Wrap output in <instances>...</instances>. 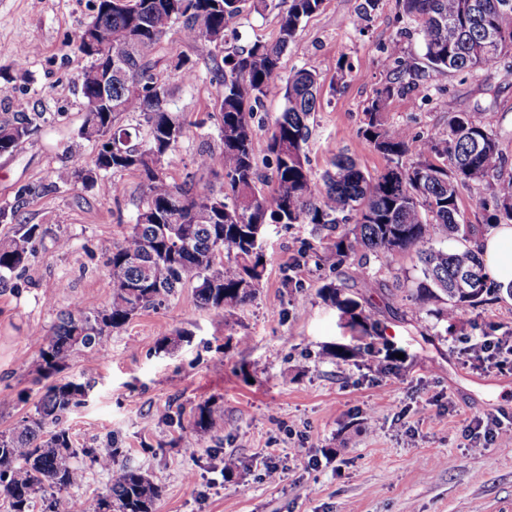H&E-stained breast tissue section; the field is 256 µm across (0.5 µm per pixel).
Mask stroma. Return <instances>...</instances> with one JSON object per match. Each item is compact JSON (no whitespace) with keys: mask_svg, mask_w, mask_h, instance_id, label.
I'll return each instance as SVG.
<instances>
[{"mask_svg":"<svg viewBox=\"0 0 512 512\" xmlns=\"http://www.w3.org/2000/svg\"><path fill=\"white\" fill-rule=\"evenodd\" d=\"M361 0H324L305 19L282 58L284 70L303 66L320 74V106L308 155L315 172L338 153L370 174L385 159L358 134L376 92L396 76L390 48L422 65L419 37L402 16L400 0H379L358 21ZM98 0H0V113L25 103L55 113L54 122L0 155V204L18 206L17 221L45 230L25 269L0 283V432L33 412L45 384L39 368L41 337L60 311L103 309L112 300L105 260L137 214L146 188L137 173L112 179L119 194L79 184H54L55 171L71 165L85 103L76 89L86 60L74 34L93 21ZM288 0H268L232 25L234 44L274 41ZM35 46L24 66L10 50ZM157 70L171 90L169 107L196 122L178 147L170 171L175 182L192 176L198 187L220 189L221 179L198 168V154L219 155L222 144L212 114L223 53L213 44L186 42L178 31L161 40ZM187 57L197 78L186 84L174 65ZM350 66L338 78V60ZM467 106L497 132L512 161V58L470 73L422 74L408 93L386 106L388 125L409 136L443 128L449 112ZM35 194L16 200L19 187ZM70 247L58 251L55 236ZM267 269L252 301L215 318L181 289L157 310L136 316L112 334L107 355L75 356L60 382L88 384V396L63 422L78 447L83 483L57 506L41 501L33 512H74L79 500L106 493L110 476L90 449L105 442L121 448L119 463L141 469L160 489L156 512H512V438L468 452L470 423L487 416L512 422V365L501 368L464 353V342L484 341L496 327H512V301L488 302L445 330L417 317L399 281L413 255L338 260L313 225H271ZM379 288L363 300L380 326L362 335L340 320L318 295L327 281L350 290L365 276ZM292 277L293 287L283 285ZM188 335L173 353L160 339ZM344 347L343 357L327 356ZM381 352L373 365L369 349ZM206 401L224 419L203 436L189 424L165 421L168 409L185 413ZM282 471L281 483L263 477L264 458ZM447 466L431 468L434 460Z\"/></svg>","mask_w":512,"mask_h":512,"instance_id":"35a3bbf8","label":"stroma"}]
</instances>
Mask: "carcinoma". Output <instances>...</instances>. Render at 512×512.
<instances>
[{"label": "carcinoma", "mask_w": 512, "mask_h": 512, "mask_svg": "<svg viewBox=\"0 0 512 512\" xmlns=\"http://www.w3.org/2000/svg\"><path fill=\"white\" fill-rule=\"evenodd\" d=\"M247 0H99L94 20L75 38L76 50L88 60L85 71L106 70L114 58L125 61V77L112 78V100L94 105L91 86L79 80L86 112L78 137L93 145L90 160L75 158L59 170L56 180L106 187L115 172L138 173L146 194L133 224L106 260L112 279V301L102 310L62 311L52 332L42 338L40 370L47 378L76 353L101 356L109 336L139 313L164 305L177 289L193 288L198 306L215 317L224 309L256 296L266 270L262 238L271 224H313L336 237L329 249L340 258L413 253L420 268L405 277L407 299L415 312L438 323L490 299L507 294L488 280L473 243L477 235L512 224V176L498 135L459 108L448 123L422 137L386 125L387 101L408 87L403 78L415 69L390 54L398 77L376 91L365 112L360 135L381 154L386 168L374 176L350 157L336 155L332 168L317 174L307 151L310 120L316 112L319 73L293 70L283 78L282 57L302 21L316 13L323 0H290L273 42L248 47L228 45L227 30L244 12ZM404 14L420 37L422 57L432 72H472L512 56V0H402ZM178 29L189 41H207L224 49L217 68L221 104L213 114L222 150L219 158L204 153L197 167L224 179L223 189L200 191L188 175L178 184L168 174L169 159L191 135L192 124L160 99L169 91L152 63L161 39ZM91 30L93 42L86 41ZM285 83V107L268 129L266 151L274 172L261 178L254 152L253 118L268 88ZM137 116L138 126L120 124ZM45 113L17 106L0 119V154L13 152L45 122ZM483 187L480 224L469 221L459 207L461 190ZM40 235L37 224H18L0 239V282L26 267L31 243ZM462 244L455 251L435 246L439 238ZM472 273L478 287L461 293L458 276ZM379 287L374 278L361 289L347 291L323 284L318 295L368 335L378 322L364 314V293ZM87 385L52 382L45 386L34 412L0 433V487L9 512H31L50 492L78 487L83 472L73 465L74 448L60 423L82 404ZM220 420L212 403L197 407L190 426L206 434ZM92 451L94 463L115 472L108 493L86 498L79 512H154L158 487L138 469L118 463L119 449L107 445Z\"/></svg>", "instance_id": "carcinoma-1"}]
</instances>
